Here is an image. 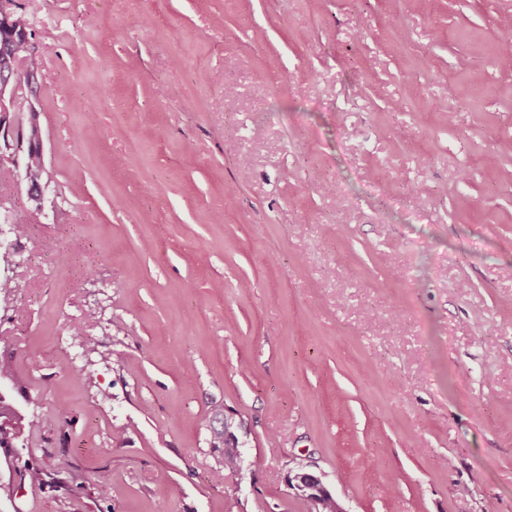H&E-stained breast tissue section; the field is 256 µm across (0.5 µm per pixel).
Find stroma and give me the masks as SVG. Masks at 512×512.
Instances as JSON below:
<instances>
[{
	"label": "stroma",
	"instance_id": "obj_1",
	"mask_svg": "<svg viewBox=\"0 0 512 512\" xmlns=\"http://www.w3.org/2000/svg\"><path fill=\"white\" fill-rule=\"evenodd\" d=\"M16 5L51 191L5 201L39 285L0 307L36 425L0 512H305L298 468L512 512V0ZM211 413H213L216 418L218 417L222 422L221 428L215 429L213 431L210 441L211 447L221 448L220 453L222 462L224 464V469L240 468L242 456L238 446V438L234 432V422L232 417H229L226 413H224V405L221 403H214L211 406ZM225 431H231V433L234 435L235 439L233 447H228L229 441L225 438Z\"/></svg>",
	"mask_w": 512,
	"mask_h": 512
}]
</instances>
